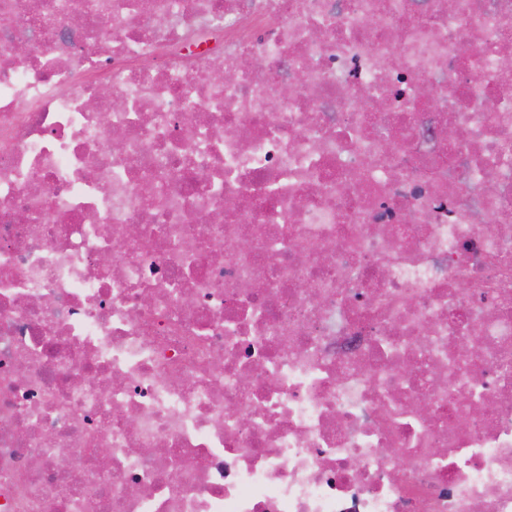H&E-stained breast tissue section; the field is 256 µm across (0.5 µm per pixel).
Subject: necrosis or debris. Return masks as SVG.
Wrapping results in <instances>:
<instances>
[{
  "instance_id": "necrosis-or-debris-1",
  "label": "necrosis or debris",
  "mask_w": 512,
  "mask_h": 512,
  "mask_svg": "<svg viewBox=\"0 0 512 512\" xmlns=\"http://www.w3.org/2000/svg\"><path fill=\"white\" fill-rule=\"evenodd\" d=\"M91 2L0 0V512H512V0Z\"/></svg>"
}]
</instances>
